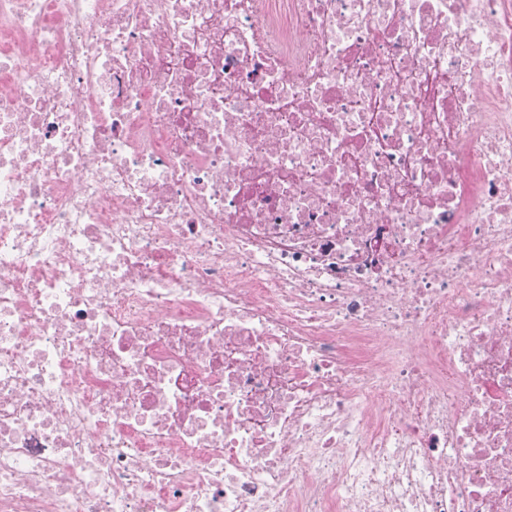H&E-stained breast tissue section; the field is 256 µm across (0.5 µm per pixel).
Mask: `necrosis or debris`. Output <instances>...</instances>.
<instances>
[{
    "mask_svg": "<svg viewBox=\"0 0 512 512\" xmlns=\"http://www.w3.org/2000/svg\"><path fill=\"white\" fill-rule=\"evenodd\" d=\"M0 512H512V0H0Z\"/></svg>",
    "mask_w": 512,
    "mask_h": 512,
    "instance_id": "necrosis-or-debris-1",
    "label": "necrosis or debris"
}]
</instances>
